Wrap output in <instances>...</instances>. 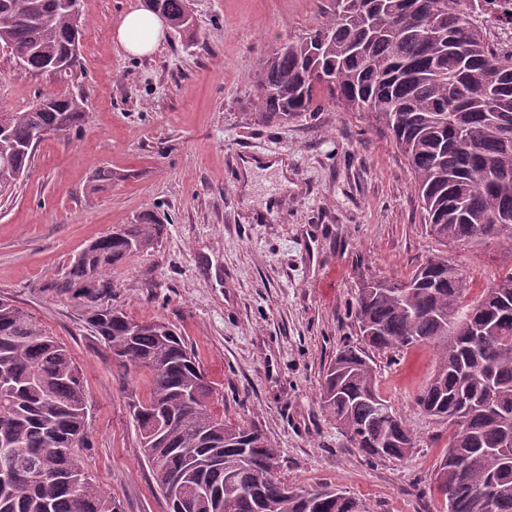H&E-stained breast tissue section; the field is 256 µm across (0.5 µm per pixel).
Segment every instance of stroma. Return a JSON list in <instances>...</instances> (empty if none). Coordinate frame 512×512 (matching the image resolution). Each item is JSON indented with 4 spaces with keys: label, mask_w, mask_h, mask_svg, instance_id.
I'll use <instances>...</instances> for the list:
<instances>
[{
    "label": "stroma",
    "mask_w": 512,
    "mask_h": 512,
    "mask_svg": "<svg viewBox=\"0 0 512 512\" xmlns=\"http://www.w3.org/2000/svg\"><path fill=\"white\" fill-rule=\"evenodd\" d=\"M143 5L81 0L80 64L64 76L30 73L0 49V108L59 92L88 106L81 129L42 140L0 200V298L31 313L81 368L87 471L124 512H168L129 411L147 377L120 368L75 300L47 286L91 241L153 211L165 219L162 236L112 267L111 303L185 337L226 421L257 426L279 448V477L340 488L366 512H446L433 477L448 427L416 405L433 346L371 353L380 396L416 437L402 459L350 445L320 408L323 374L361 339L355 305L366 280L406 276L444 250L475 297L512 269V250L431 236L406 158L367 113L327 103L285 122L257 120L258 60L324 22L331 0H194V38L171 31L135 57L115 32ZM102 169L115 180L97 182Z\"/></svg>",
    "instance_id": "obj_1"
}]
</instances>
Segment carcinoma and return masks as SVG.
Instances as JSON below:
<instances>
[{
	"mask_svg": "<svg viewBox=\"0 0 512 512\" xmlns=\"http://www.w3.org/2000/svg\"><path fill=\"white\" fill-rule=\"evenodd\" d=\"M331 17L306 36L261 59L254 76L255 112L283 121L332 101L366 112L392 135L408 162L424 222L442 243L499 239L512 215V48L493 44L478 16L508 12L512 0H335ZM172 30L192 36L191 0H146ZM84 18L71 0H0V47L33 74L66 75ZM87 117L83 97L39 96L25 111L0 110V198L13 193L34 159L41 132L70 134ZM163 224L151 212L92 241L70 271L45 284L77 300L112 359L149 375L132 416L153 480L169 512H255L224 489V464L247 452L242 483L276 494L281 479L264 460L279 449L259 429L233 426L211 405L213 387L183 336L161 321H135L103 306L107 271L149 251ZM466 277L434 255L395 281L360 289L355 316L375 349L434 346L438 363L417 406L448 424L434 482L448 512H480L476 490L498 483L496 512H512V270L468 300ZM376 369L366 349L344 346L327 367L320 407L354 447L370 458L407 456L415 437L404 418L380 417ZM0 512H122L96 485L75 453L83 443L87 396L68 348L23 308L0 300ZM180 420L160 437L169 418ZM43 473L32 484L17 478ZM203 488L180 507L170 473ZM294 488L280 512H362L355 498H310Z\"/></svg>",
	"mask_w": 512,
	"mask_h": 512,
	"instance_id": "cac0c4a2",
	"label": "carcinoma"
}]
</instances>
